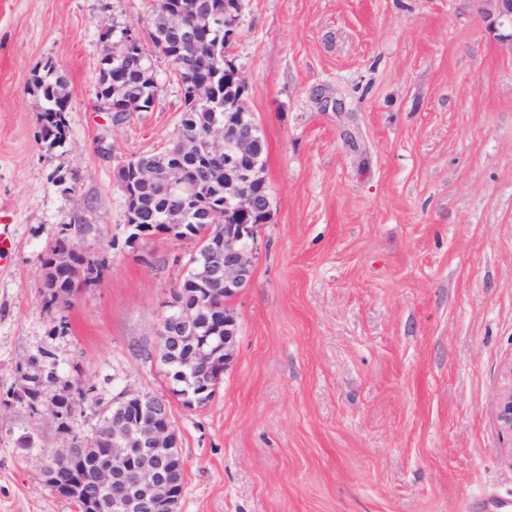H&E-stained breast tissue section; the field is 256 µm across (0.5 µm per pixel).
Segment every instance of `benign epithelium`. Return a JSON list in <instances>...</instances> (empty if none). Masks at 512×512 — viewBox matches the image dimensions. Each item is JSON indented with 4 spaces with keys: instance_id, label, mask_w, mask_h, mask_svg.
Wrapping results in <instances>:
<instances>
[{
    "instance_id": "obj_1",
    "label": "benign epithelium",
    "mask_w": 512,
    "mask_h": 512,
    "mask_svg": "<svg viewBox=\"0 0 512 512\" xmlns=\"http://www.w3.org/2000/svg\"><path fill=\"white\" fill-rule=\"evenodd\" d=\"M238 14L231 20L205 5L192 20L170 8L168 0H149L146 25L123 32L126 46L139 49L151 38L162 44H173L180 57L178 77L183 95L196 104L211 100L209 86L197 77L200 69L214 59V46L209 35L213 28L225 25L227 38H232L239 25L244 0H237ZM247 82L241 83L239 106L241 115L228 112L224 120L213 119L201 135L185 137L181 153L201 156L205 165L197 172L188 171L180 162L169 160L158 167L135 169L143 184L160 195L193 194L200 185L224 184V204L228 215L266 213L269 202L254 196L251 182L261 178L263 166L256 151L261 126L246 121L243 115ZM110 96L121 112H146L148 104L141 96H130L124 78L111 81ZM128 197V227L136 232L133 242L150 238L151 229L141 225L140 205L134 193ZM191 257L206 255V265L199 287L209 292L224 288L233 298L248 287L253 257L257 250V225L226 224L221 239H199ZM55 274L72 282L79 281L83 269L77 267L69 249L54 255ZM200 298L192 299L176 289L169 311L164 316L158 336L162 337L169 358H185L194 368L206 373L216 364L215 352L206 348L203 330L207 325L198 318ZM236 319L224 317V363H229L237 336ZM509 384L499 398V426L512 447V362L506 367ZM64 384L56 381L42 392L34 405L41 413L49 406L58 412ZM66 465L76 476V483L86 486L90 512H181L184 492L185 463L179 450L177 432L171 420L168 401L160 396L124 388L112 398V405L99 410V423L89 437L70 436L61 447L43 453L41 473L47 485L60 495L70 487L58 483V470Z\"/></svg>"
}]
</instances>
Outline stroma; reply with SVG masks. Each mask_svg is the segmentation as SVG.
<instances>
[{
  "mask_svg": "<svg viewBox=\"0 0 512 512\" xmlns=\"http://www.w3.org/2000/svg\"><path fill=\"white\" fill-rule=\"evenodd\" d=\"M146 13L147 0H0L14 234L0 268V512H80L39 468L62 432L7 398L45 350L62 379L95 389L80 436L122 388L167 397L182 512H482L481 493L512 498L497 421L512 359V21L498 0H245L232 58L264 133L271 213L229 304L231 362L193 409L170 396L155 343L195 243L129 244L117 179L174 137L181 85L159 57L151 111L116 123L96 99L102 31ZM48 62L71 94L54 147L32 92ZM65 228L106 265L52 313L43 260Z\"/></svg>",
  "mask_w": 512,
  "mask_h": 512,
  "instance_id": "1",
  "label": "stroma"
}]
</instances>
